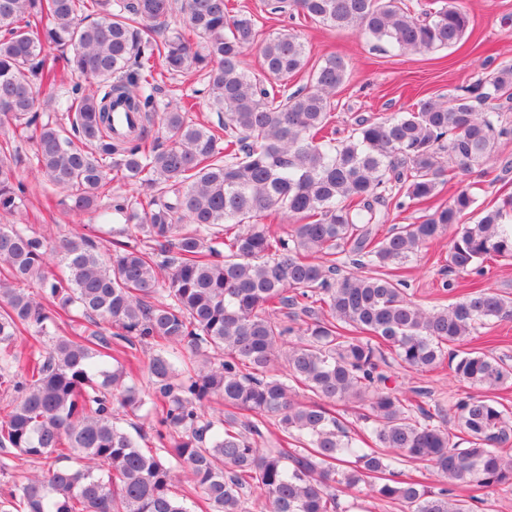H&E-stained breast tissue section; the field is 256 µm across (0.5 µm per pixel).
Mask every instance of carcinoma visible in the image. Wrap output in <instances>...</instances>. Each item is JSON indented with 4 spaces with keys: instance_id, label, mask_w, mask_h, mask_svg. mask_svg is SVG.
Instances as JSON below:
<instances>
[{
    "instance_id": "cac0c4a2",
    "label": "carcinoma",
    "mask_w": 512,
    "mask_h": 512,
    "mask_svg": "<svg viewBox=\"0 0 512 512\" xmlns=\"http://www.w3.org/2000/svg\"><path fill=\"white\" fill-rule=\"evenodd\" d=\"M176 12L185 26L170 30ZM262 13L358 30L416 54L455 46L470 25L459 0H431L419 13L408 0H261ZM254 46L257 72L243 66ZM306 64L294 34L264 33L260 14L234 0H0V117L21 138L33 131L31 170L76 210L109 200L153 243L110 253L82 234L51 242L0 225V392L16 394L0 417V449L75 460L1 489L0 512H247L248 488L260 490L261 512H338L339 489L361 484L406 512H473L476 497L453 498L452 487L512 488L511 410L472 395L453 405L454 427L435 424L383 369L386 349L412 371L441 366L449 345L512 319V298L475 286L426 309L396 274H339L343 259L399 270L448 230L451 270L481 275L484 263L512 257V194L480 207L467 183L508 133L512 62L457 93L358 119L342 139L330 125L348 65L331 54L309 86L290 90ZM194 71L204 72L215 126L193 121L188 99L155 96L164 75ZM69 74L85 83L70 85L65 104L39 99ZM119 103L140 114L139 133L109 134ZM157 116L165 145L148 136ZM18 160L1 142L0 213L22 211ZM449 177L459 187L447 204L379 234L389 201L398 210L427 204ZM116 178L136 195L112 196ZM279 216L293 221L285 236L270 229ZM183 223L193 229L181 232ZM33 281L55 310L23 288ZM283 308L308 317L296 329L304 339L285 340L296 330L275 320ZM56 314L85 325L21 360L17 343L48 335ZM103 323L150 346L152 391L114 360ZM452 359L474 387L512 384L500 357L467 350ZM293 382L308 401L293 398ZM215 398L224 410L208 416ZM148 400L165 428L161 447L193 478L191 503L172 491L170 463L114 420L115 407ZM346 401L363 406L359 440L334 415ZM247 413L276 420L280 447H254L262 432L241 422ZM402 462L427 464L441 486L396 478Z\"/></svg>"
}]
</instances>
